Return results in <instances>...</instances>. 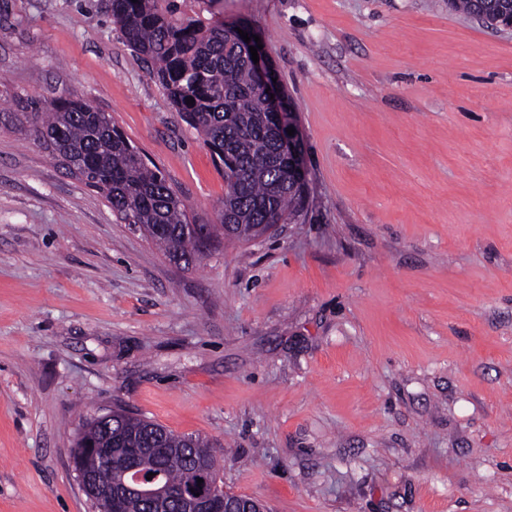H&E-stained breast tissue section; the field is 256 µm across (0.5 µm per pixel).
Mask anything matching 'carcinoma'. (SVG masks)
<instances>
[{
  "instance_id": "cac0c4a2",
  "label": "carcinoma",
  "mask_w": 512,
  "mask_h": 512,
  "mask_svg": "<svg viewBox=\"0 0 512 512\" xmlns=\"http://www.w3.org/2000/svg\"><path fill=\"white\" fill-rule=\"evenodd\" d=\"M448 5L498 26L497 13L508 0H448ZM112 24L127 46L142 55L177 112L203 140L224 174V201L219 223L186 221L185 205L157 166H149L114 123L112 116L78 96L50 102L30 113L33 131L89 188L102 194L121 220L150 230L163 254L184 266L198 262L220 238L248 242L276 213L293 223L304 210V184L297 180L279 148L280 133L267 120L263 91L252 79L247 54L236 30L224 23L205 25L176 18L158 0H110ZM192 97L195 103L187 104ZM119 444L112 459L121 470L133 448H160L147 457L167 488L164 512H186L180 494L197 488L207 475L214 492L225 494L209 443L193 435H176L144 418L112 411L105 422L95 417L83 426L74 457L75 470L93 473L101 460L94 448ZM147 501L131 491L119 512H146Z\"/></svg>"
}]
</instances>
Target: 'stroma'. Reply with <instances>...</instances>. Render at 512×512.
I'll return each mask as SVG.
<instances>
[{
    "label": "stroma",
    "instance_id": "stroma-1",
    "mask_svg": "<svg viewBox=\"0 0 512 512\" xmlns=\"http://www.w3.org/2000/svg\"><path fill=\"white\" fill-rule=\"evenodd\" d=\"M108 0H0V512H94L115 408L212 446L269 512H512V31L448 0H159L246 24L292 101L305 211L173 263L25 115L78 95L192 224L224 177Z\"/></svg>",
    "mask_w": 512,
    "mask_h": 512
}]
</instances>
